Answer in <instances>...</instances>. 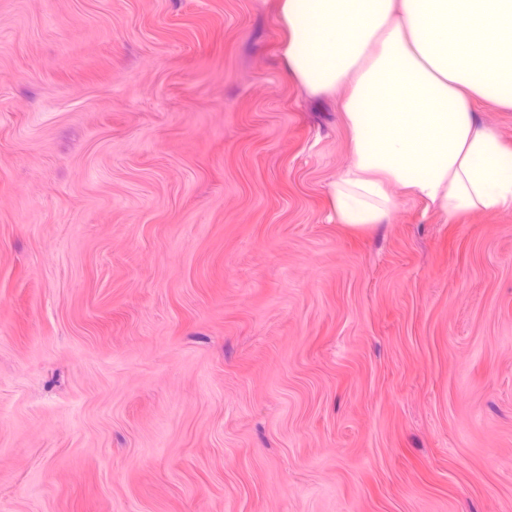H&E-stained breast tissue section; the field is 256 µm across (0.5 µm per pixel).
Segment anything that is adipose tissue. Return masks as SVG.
<instances>
[{
  "label": "adipose tissue",
  "mask_w": 512,
  "mask_h": 512,
  "mask_svg": "<svg viewBox=\"0 0 512 512\" xmlns=\"http://www.w3.org/2000/svg\"><path fill=\"white\" fill-rule=\"evenodd\" d=\"M278 20L288 75L344 95L336 223H387L394 185L452 218L512 210V146L476 111L512 110V0H280Z\"/></svg>",
  "instance_id": "ef3b65f1"
}]
</instances>
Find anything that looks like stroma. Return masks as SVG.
I'll return each mask as SVG.
<instances>
[{
  "label": "stroma",
  "mask_w": 512,
  "mask_h": 512,
  "mask_svg": "<svg viewBox=\"0 0 512 512\" xmlns=\"http://www.w3.org/2000/svg\"><path fill=\"white\" fill-rule=\"evenodd\" d=\"M278 0H0V512H512V211L331 220Z\"/></svg>",
  "instance_id": "35a3bbf8"
}]
</instances>
